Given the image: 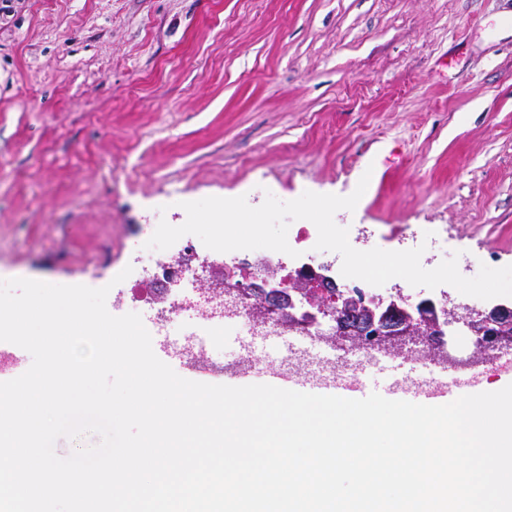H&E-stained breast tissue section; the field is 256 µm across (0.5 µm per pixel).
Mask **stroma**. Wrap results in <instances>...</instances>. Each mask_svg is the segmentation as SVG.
Listing matches in <instances>:
<instances>
[{
	"instance_id": "stroma-1",
	"label": "stroma",
	"mask_w": 512,
	"mask_h": 512,
	"mask_svg": "<svg viewBox=\"0 0 512 512\" xmlns=\"http://www.w3.org/2000/svg\"><path fill=\"white\" fill-rule=\"evenodd\" d=\"M0 277L145 295L146 241L206 197L351 194L358 250L512 265V0H10ZM138 278L116 282L125 267ZM237 321L202 365L236 385Z\"/></svg>"
}]
</instances>
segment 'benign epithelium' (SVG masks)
I'll return each instance as SVG.
<instances>
[{
    "label": "benign epithelium",
    "mask_w": 512,
    "mask_h": 512,
    "mask_svg": "<svg viewBox=\"0 0 512 512\" xmlns=\"http://www.w3.org/2000/svg\"><path fill=\"white\" fill-rule=\"evenodd\" d=\"M274 269L272 261L265 265L266 287L259 289V302L268 319L283 331L305 333L317 327L320 335L336 337L343 347L360 342L396 352L420 341L437 359L447 357L449 338L458 335L468 337L473 359L512 347V298H496L479 307H449L447 301L431 297L412 302L399 289L385 297L357 289L338 290L327 300L319 298L302 277L292 288H282ZM360 306L368 312L361 328L350 317L352 308Z\"/></svg>",
    "instance_id": "obj_1"
}]
</instances>
